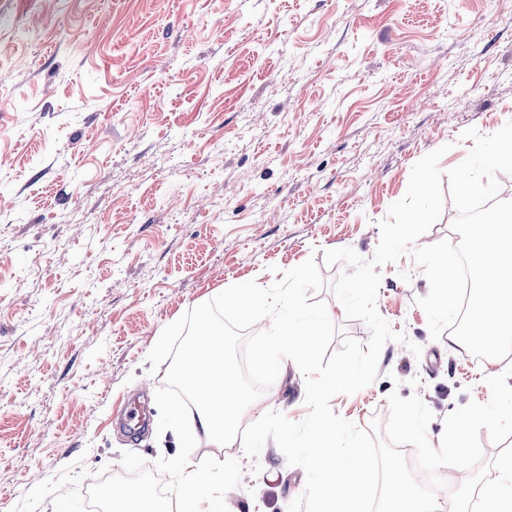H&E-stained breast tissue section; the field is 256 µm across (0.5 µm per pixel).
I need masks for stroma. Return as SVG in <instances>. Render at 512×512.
<instances>
[{
    "mask_svg": "<svg viewBox=\"0 0 512 512\" xmlns=\"http://www.w3.org/2000/svg\"><path fill=\"white\" fill-rule=\"evenodd\" d=\"M511 120L512 0H0V512L78 459L116 475L125 451L175 456L146 360L162 330L324 250L371 258L421 157L446 147L450 169L463 131ZM343 270L322 264L311 298L364 343L329 288ZM380 273L377 309L407 340L331 405L365 428L391 393L419 395L436 446L508 362L466 375L465 348L430 337L422 268L406 256ZM136 396L151 421L138 440L116 426ZM305 396L289 367L250 417L303 420ZM193 454L223 459L224 512H287L305 488L271 441L253 460Z\"/></svg>",
    "mask_w": 512,
    "mask_h": 512,
    "instance_id": "1",
    "label": "stroma"
}]
</instances>
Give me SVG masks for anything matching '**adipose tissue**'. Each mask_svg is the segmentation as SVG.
I'll list each match as a JSON object with an SVG mask.
<instances>
[{
	"label": "adipose tissue",
	"mask_w": 512,
	"mask_h": 512,
	"mask_svg": "<svg viewBox=\"0 0 512 512\" xmlns=\"http://www.w3.org/2000/svg\"><path fill=\"white\" fill-rule=\"evenodd\" d=\"M194 369L188 382L197 409L191 416H178L186 441L206 438L214 447L231 448L239 428L246 421L256 395L238 385L224 362V331L199 322L192 340ZM222 463L203 468L192 457H181L172 475L171 490L183 502V512H224V501L212 497L207 485Z\"/></svg>",
	"instance_id": "obj_1"
}]
</instances>
